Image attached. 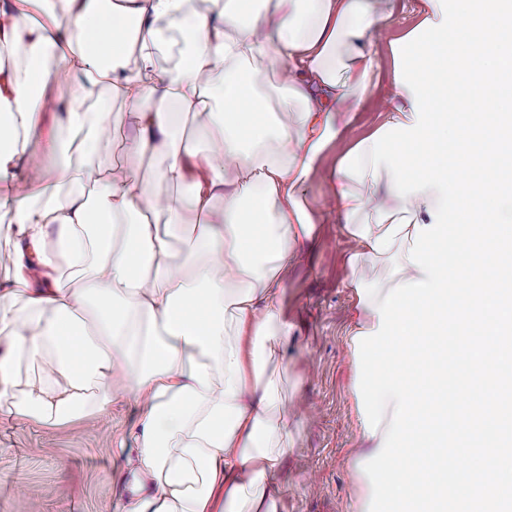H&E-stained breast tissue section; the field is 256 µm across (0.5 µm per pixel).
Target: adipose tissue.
Wrapping results in <instances>:
<instances>
[{
  "label": "adipose tissue",
  "instance_id": "adipose-tissue-1",
  "mask_svg": "<svg viewBox=\"0 0 512 512\" xmlns=\"http://www.w3.org/2000/svg\"><path fill=\"white\" fill-rule=\"evenodd\" d=\"M212 3L0 0V47L27 59L23 75L0 70V231L18 244L0 284V418L56 428L134 399L115 512H274L290 431L267 362L293 332L285 273L314 233L302 188L345 136L393 15V0ZM173 32L185 51L168 70L159 60ZM51 59L74 76L68 100L46 95ZM259 59L288 69L269 108L251 69ZM108 100L130 113H106ZM175 104L207 150L183 144ZM128 117L139 129L129 152L162 157L178 200L141 172L117 181L96 166L99 143ZM48 119L75 154L42 134ZM371 146L362 138L339 160L331 193L360 246L349 259L357 333L377 330L384 299L362 278V256L394 255L396 283L423 280L407 254L438 196L397 197ZM375 176L384 190L363 196ZM21 180L46 206L15 191Z\"/></svg>",
  "mask_w": 512,
  "mask_h": 512
}]
</instances>
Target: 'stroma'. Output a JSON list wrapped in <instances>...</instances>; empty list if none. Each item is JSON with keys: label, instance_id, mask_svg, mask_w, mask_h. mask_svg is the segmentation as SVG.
<instances>
[{"label": "stroma", "instance_id": "35a3bbf8", "mask_svg": "<svg viewBox=\"0 0 512 512\" xmlns=\"http://www.w3.org/2000/svg\"><path fill=\"white\" fill-rule=\"evenodd\" d=\"M376 77L360 102L348 134L326 152L322 167L305 184V196L319 209L316 244L303 252L286 274L284 313L297 326L282 351L287 367L281 389L286 405H299L293 453L286 460L275 512H350L360 493L369 491L366 474H355L351 460L362 446L358 364L348 344L357 297L346 286L347 259L358 249L336 212L323 208L329 174L351 146L385 118L381 107L393 94V61L387 44L376 48ZM118 138L101 143L96 162L115 179L126 177L139 161L127 151L133 124ZM127 401L104 414L57 428L0 421V512H113L121 489L123 448L136 418ZM126 434L117 443V434Z\"/></svg>", "mask_w": 512, "mask_h": 512}]
</instances>
